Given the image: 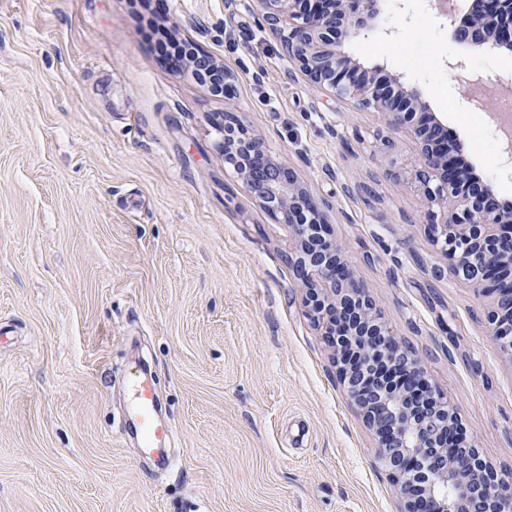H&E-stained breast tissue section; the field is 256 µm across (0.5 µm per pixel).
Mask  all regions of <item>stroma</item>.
Masks as SVG:
<instances>
[{"label": "stroma", "mask_w": 512, "mask_h": 512, "mask_svg": "<svg viewBox=\"0 0 512 512\" xmlns=\"http://www.w3.org/2000/svg\"><path fill=\"white\" fill-rule=\"evenodd\" d=\"M396 0L397 38L350 39L419 83L466 159L512 200L492 136L512 53L471 57L493 89L462 105L465 53ZM0 0V512H400L391 476L307 314L288 227L224 164L232 113L329 206L384 321L512 477V359L492 297L447 272L409 174L414 139L325 101L258 24L254 0ZM239 76L217 96L163 58L167 35ZM172 431L158 466L128 434L130 380Z\"/></svg>", "instance_id": "obj_1"}]
</instances>
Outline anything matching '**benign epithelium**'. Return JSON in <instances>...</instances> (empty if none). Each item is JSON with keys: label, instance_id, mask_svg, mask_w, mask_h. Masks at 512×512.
I'll return each mask as SVG.
<instances>
[{"label": "benign epithelium", "instance_id": "1", "mask_svg": "<svg viewBox=\"0 0 512 512\" xmlns=\"http://www.w3.org/2000/svg\"><path fill=\"white\" fill-rule=\"evenodd\" d=\"M256 2L260 25L323 96L374 108L387 127L413 135L418 166L411 179L424 191L429 236L454 274L492 288L491 339L512 352V206L498 198L492 180L473 176L462 160L465 144L448 147V129L416 82L382 75L342 47L341 39L361 33L395 35L380 22L383 0ZM426 2L458 42L512 52V0H466L462 14L448 10V0ZM187 71L208 85L215 76L224 90L238 80L205 53ZM222 133L225 163L247 194L288 226L294 244L288 261L304 303L332 343L348 392L390 469L401 512H512V487L481 457L454 406L392 334L343 247L328 236L325 202L232 116Z\"/></svg>", "mask_w": 512, "mask_h": 512}]
</instances>
